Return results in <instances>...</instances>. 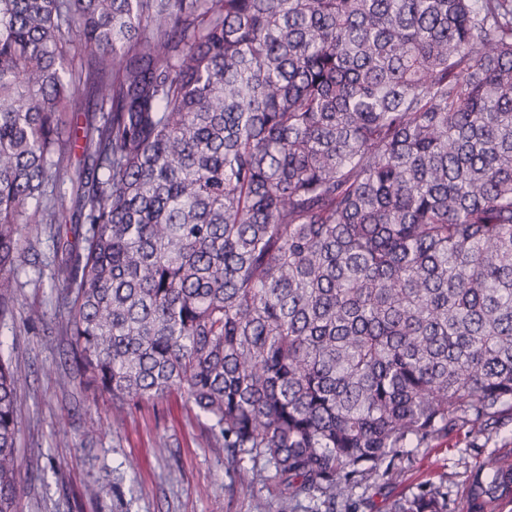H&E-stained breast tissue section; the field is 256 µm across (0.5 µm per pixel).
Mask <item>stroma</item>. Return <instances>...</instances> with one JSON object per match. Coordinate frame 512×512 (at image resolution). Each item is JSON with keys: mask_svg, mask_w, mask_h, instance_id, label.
<instances>
[{"mask_svg": "<svg viewBox=\"0 0 512 512\" xmlns=\"http://www.w3.org/2000/svg\"><path fill=\"white\" fill-rule=\"evenodd\" d=\"M20 247L14 313L0 321V357L22 368L18 512H277L269 484L238 485L222 440L180 392L130 407L117 423L109 400H92L75 383L59 386L70 349L51 279L61 254L40 226L24 230ZM32 306L42 318L28 325ZM505 447L510 421L489 441L463 430L406 449L358 512H389L395 500L440 482L459 499L469 471Z\"/></svg>", "mask_w": 512, "mask_h": 512, "instance_id": "stroma-1", "label": "stroma"}]
</instances>
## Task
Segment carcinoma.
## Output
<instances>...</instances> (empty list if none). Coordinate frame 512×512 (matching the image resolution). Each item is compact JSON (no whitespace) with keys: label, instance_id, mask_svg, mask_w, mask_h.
<instances>
[{"label":"carcinoma","instance_id":"cac0c4a2","mask_svg":"<svg viewBox=\"0 0 512 512\" xmlns=\"http://www.w3.org/2000/svg\"><path fill=\"white\" fill-rule=\"evenodd\" d=\"M69 221L80 387L177 390L240 484L262 456L280 512H350L407 443L512 419V0H0L1 318L23 230ZM458 512H512V450Z\"/></svg>","mask_w":512,"mask_h":512}]
</instances>
